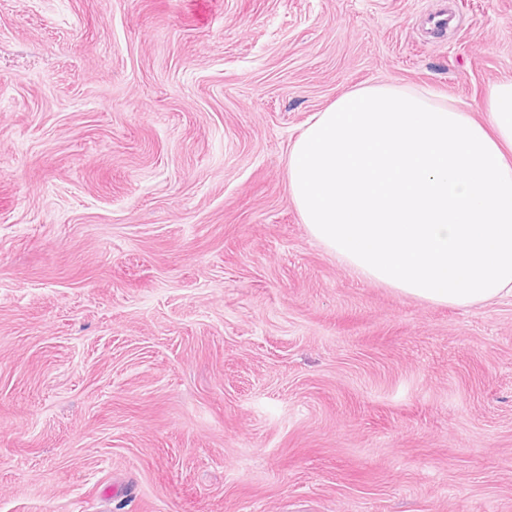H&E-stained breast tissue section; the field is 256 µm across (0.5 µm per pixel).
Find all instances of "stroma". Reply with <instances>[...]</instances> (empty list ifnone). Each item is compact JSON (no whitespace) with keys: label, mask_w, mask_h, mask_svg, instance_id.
Returning <instances> with one entry per match:
<instances>
[{"label":"stroma","mask_w":512,"mask_h":512,"mask_svg":"<svg viewBox=\"0 0 512 512\" xmlns=\"http://www.w3.org/2000/svg\"><path fill=\"white\" fill-rule=\"evenodd\" d=\"M508 78L512 0H0V512H512V297L364 279L288 191L344 92Z\"/></svg>","instance_id":"35a3bbf8"}]
</instances>
